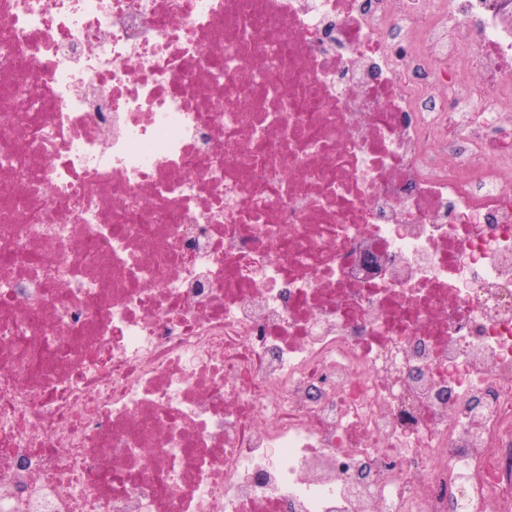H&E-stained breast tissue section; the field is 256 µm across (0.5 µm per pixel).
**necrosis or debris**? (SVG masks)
Returning <instances> with one entry per match:
<instances>
[{"label": "necrosis or debris", "instance_id": "1", "mask_svg": "<svg viewBox=\"0 0 512 512\" xmlns=\"http://www.w3.org/2000/svg\"><path fill=\"white\" fill-rule=\"evenodd\" d=\"M0 512H512V0H0Z\"/></svg>", "mask_w": 512, "mask_h": 512}]
</instances>
